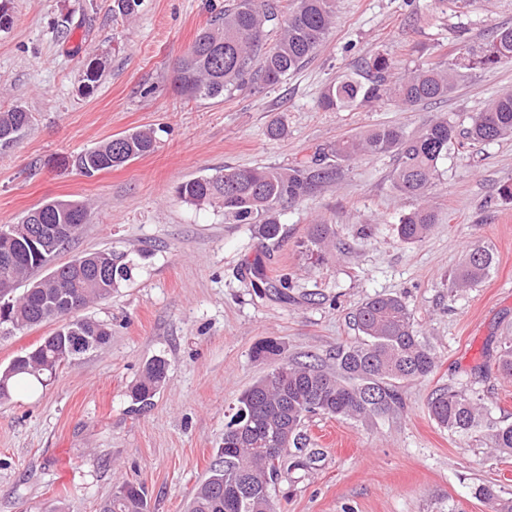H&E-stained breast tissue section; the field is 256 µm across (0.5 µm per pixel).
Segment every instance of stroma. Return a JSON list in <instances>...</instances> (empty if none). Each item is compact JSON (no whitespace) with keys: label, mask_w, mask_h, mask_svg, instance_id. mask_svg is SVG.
<instances>
[{"label":"stroma","mask_w":512,"mask_h":512,"mask_svg":"<svg viewBox=\"0 0 512 512\" xmlns=\"http://www.w3.org/2000/svg\"><path fill=\"white\" fill-rule=\"evenodd\" d=\"M0 111L22 107L29 126L0 142V225L18 223L44 200L90 205L82 233L56 264L101 250L125 254L131 281L86 309L109 324L99 349L61 367L47 387L17 389L0 405V512H56L65 504L97 512L122 481L143 485L152 512H185L210 473L224 424L239 396L270 372L253 347L273 339L287 359L331 366V353L357 341L355 309L368 297H400L433 348L436 367L405 382L403 409L361 424L317 414L305 423V467L282 471L277 512H490L479 484L512 497V457L480 434L440 427L428 404L443 388L476 391L489 417L512 423V379L495 364L512 336V138H460L439 163L427 202L439 222L421 241H399L401 215L417 199L397 193L392 157L342 165L281 212L276 243L222 209L182 202L177 186L224 167H286L336 138L376 125L418 133L432 119L458 128L503 91L512 59L470 71L448 97L415 106L376 101L327 111L321 96L371 56L396 73L451 62L512 27V0H336V24L317 53L279 86L213 100H188L173 67L225 0H143L135 19L113 0H0ZM103 75L85 90L84 63ZM283 122L285 135L268 139ZM154 128V151L87 178L60 163L101 142ZM338 233L324 263L308 259L317 221ZM476 245L493 255L488 275L469 288L451 276ZM263 257L271 278L288 275L291 302L257 296L244 269ZM168 362L151 408L130 412L129 391L145 363Z\"/></svg>","instance_id":"stroma-1"}]
</instances>
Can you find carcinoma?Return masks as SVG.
I'll return each mask as SVG.
<instances>
[{"instance_id":"1","label":"carcinoma","mask_w":512,"mask_h":512,"mask_svg":"<svg viewBox=\"0 0 512 512\" xmlns=\"http://www.w3.org/2000/svg\"><path fill=\"white\" fill-rule=\"evenodd\" d=\"M143 0H113L112 11L135 17ZM336 0H292L288 11L278 0H234L219 12L218 26L202 30L187 54L174 68L173 83L188 99H216L235 90L275 87L319 49L335 24ZM512 58V27L497 32L487 44L464 47L462 61L427 64L401 77L391 75V62L376 55L365 62L361 75H346L328 86L321 104L328 111L359 103L388 101L402 106L448 96L466 77L465 70L488 67ZM30 122L20 107L0 112V141L10 142ZM471 139L493 142L512 137V92L492 98L468 130ZM457 138L447 117L430 122L421 132L409 135L400 128L382 126L341 137L322 151L289 167L226 168L193 178L177 187L178 197L195 206L219 203L224 220L250 224L264 240L280 238L279 207L298 202L316 186L333 178V164L357 156L392 154L397 159L393 187L402 195L426 200L438 176L439 161ZM150 128L115 137L79 154L72 163L82 175L120 167L155 148ZM39 223L50 228L40 250L28 240L29 215L17 224L0 227V328L10 333L49 320L59 326L33 350L16 356L0 369V403L11 399L18 386L45 387L60 367L86 352L108 343V325L77 313L132 278L133 268L123 253L101 251L82 256V264L61 265L46 276L32 280L33 271L48 265L56 253L73 240L89 217L88 207L77 200H46L37 206ZM437 223L435 211L422 205L402 216L397 224L400 241L421 240ZM335 231L315 224L308 252L323 262L332 255ZM492 254L473 247L454 274L453 286L468 288L489 271ZM252 275L266 288L288 298L289 278H265L262 267ZM28 283L22 295L16 286ZM354 320L360 342L336 348V367L325 370L313 364L283 359L256 380L238 398L236 411L224 425L219 461L210 475L194 489L188 512H276L272 495L284 469L304 466L298 452L301 427L312 414L362 422L396 414L403 408L399 392L408 380L425 378L435 368V354L420 340L413 318L401 298L375 295L356 310ZM273 339L257 344L258 359L281 355ZM498 368L512 378V337L500 343ZM167 361L159 356L144 366L131 389V402L142 410L165 381ZM436 423L455 433L489 432L492 448L512 456V424H499L484 411L480 398L463 391L443 389L431 400ZM295 449L288 453L287 449ZM475 495L491 512H512V498H503L490 485H480ZM99 512H151L145 488L124 482L100 504Z\"/></svg>"}]
</instances>
